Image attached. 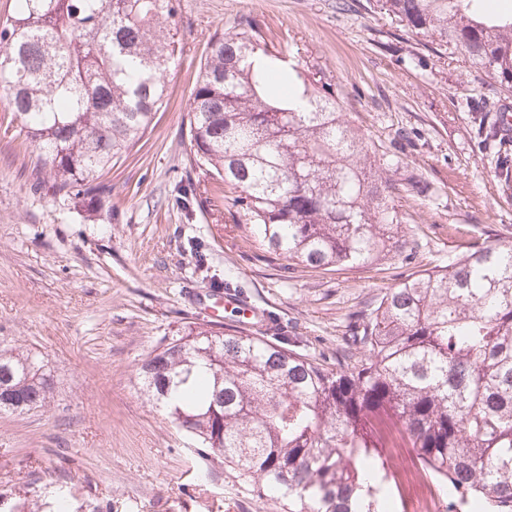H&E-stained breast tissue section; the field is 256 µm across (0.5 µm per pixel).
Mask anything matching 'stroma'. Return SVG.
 <instances>
[{
    "label": "stroma",
    "instance_id": "1",
    "mask_svg": "<svg viewBox=\"0 0 512 512\" xmlns=\"http://www.w3.org/2000/svg\"><path fill=\"white\" fill-rule=\"evenodd\" d=\"M181 51L154 126L103 175L111 191L89 210L36 185V154L0 100V349L21 347L50 369L45 406L0 414V492L50 495L105 512H263L231 468L192 451L191 436L149 403L137 368L188 325L240 328L211 307L214 282L265 316L257 335L328 368L362 320L409 275L512 243V198L461 109L469 95L512 101L460 51H436L376 0H177ZM332 84L371 152L398 154L386 178L404 218L406 255L314 269L270 254L250 225L201 212L184 190L210 193L192 166L187 106L211 37L241 20ZM423 177L414 198L401 186Z\"/></svg>",
    "mask_w": 512,
    "mask_h": 512
}]
</instances>
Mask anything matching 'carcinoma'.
<instances>
[{"instance_id":"obj_1","label":"carcinoma","mask_w":512,"mask_h":512,"mask_svg":"<svg viewBox=\"0 0 512 512\" xmlns=\"http://www.w3.org/2000/svg\"><path fill=\"white\" fill-rule=\"evenodd\" d=\"M485 0H381V9L512 91V14ZM176 0H17L0 23V88L55 199L94 208L99 182L167 99ZM474 138L512 177V145L468 96ZM195 168L233 190L228 213L268 251L312 268L368 265L407 245L368 147L331 84L268 48L251 20L215 34L188 104ZM405 191L426 198L412 177ZM201 323L139 368L142 387L202 459L237 470L272 512H395L381 422L396 419L446 508L512 512V244L482 247L385 293L336 370ZM35 355L0 350V413L44 405Z\"/></svg>"}]
</instances>
